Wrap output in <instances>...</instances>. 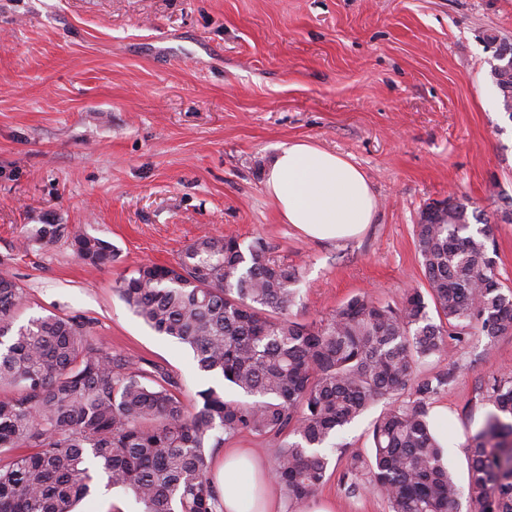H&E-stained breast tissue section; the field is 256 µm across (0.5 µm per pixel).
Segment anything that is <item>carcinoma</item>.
Segmentation results:
<instances>
[{"label": "carcinoma", "instance_id": "obj_1", "mask_svg": "<svg viewBox=\"0 0 512 512\" xmlns=\"http://www.w3.org/2000/svg\"><path fill=\"white\" fill-rule=\"evenodd\" d=\"M491 67L512 111V43ZM480 228H471L469 219ZM487 219L458 198L414 225L426 292L399 304L355 295L330 319L302 323L288 310L299 271L235 236L195 240L172 264H140L115 280L126 306L155 332L188 345L200 372L252 397L209 386L191 403L175 376L90 341L79 314L50 313L13 327L25 289L0 272V512H74L96 479L129 494L140 512H220L208 449L247 432L277 445L271 469L290 503L316 495L330 441L374 401L411 386L421 401L383 412L372 430L370 482L388 512H512V377L494 380L493 406L466 437L467 487L451 476L423 400L446 378H420L421 361L446 351L447 326L477 325L492 340L512 328V288L489 254ZM63 224L35 238L52 244ZM77 256L100 267L114 249L71 233ZM436 316H431L430 311ZM439 322H434V319Z\"/></svg>", "mask_w": 512, "mask_h": 512}]
</instances>
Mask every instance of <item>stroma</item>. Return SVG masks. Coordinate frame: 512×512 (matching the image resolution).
Listing matches in <instances>:
<instances>
[{
  "mask_svg": "<svg viewBox=\"0 0 512 512\" xmlns=\"http://www.w3.org/2000/svg\"><path fill=\"white\" fill-rule=\"evenodd\" d=\"M496 38L512 42V0H0V258L26 291L17 324L82 315L94 341L167 368L185 398L208 386L231 397L187 346L133 315L113 290L121 273L235 235L299 269L291 317L328 319L362 293L395 305L425 288L414 226L451 194L488 220L512 286V120L490 75ZM288 139L364 171L376 212L360 236L318 241L280 221L264 170ZM43 224L105 239L117 258L99 268L68 238L41 244ZM509 373L512 330L449 337L418 367L449 384L425 400L386 396L339 434L308 512H388L366 476L345 472L371 457L381 411L418 401L467 485L465 438Z\"/></svg>",
  "mask_w": 512,
  "mask_h": 512,
  "instance_id": "stroma-1",
  "label": "stroma"
}]
</instances>
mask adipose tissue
<instances>
[{
	"label": "adipose tissue",
	"mask_w": 512,
	"mask_h": 512,
	"mask_svg": "<svg viewBox=\"0 0 512 512\" xmlns=\"http://www.w3.org/2000/svg\"><path fill=\"white\" fill-rule=\"evenodd\" d=\"M265 189L283 223L317 240L359 236L375 216V199L363 173L343 156L303 140L280 143L267 166ZM224 512H243L252 498L254 512H276L270 478L249 451L225 452L221 467Z\"/></svg>",
	"instance_id": "1"
}]
</instances>
